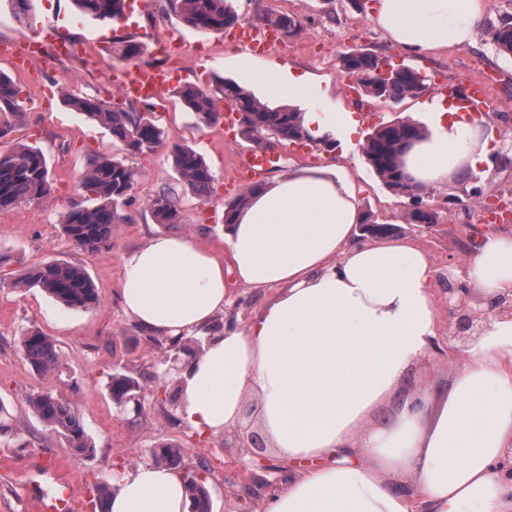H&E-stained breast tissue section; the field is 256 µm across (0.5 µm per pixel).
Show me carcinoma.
Instances as JSON below:
<instances>
[{"label":"carcinoma","mask_w":512,"mask_h":512,"mask_svg":"<svg viewBox=\"0 0 512 512\" xmlns=\"http://www.w3.org/2000/svg\"><path fill=\"white\" fill-rule=\"evenodd\" d=\"M126 0H74L82 14L119 21L125 15ZM182 19L192 28L203 32H222L239 23V16L227 0H170ZM490 40L504 55H512V17H507L488 30ZM144 46L130 38L117 41L114 53L125 60H134ZM382 56L365 49H353L341 58L344 72L356 77L362 91L373 98L402 101L412 92L424 91V77L413 67L406 66L388 78L379 76ZM233 98L238 111L245 114L247 127L244 138L262 146V135L269 133L279 142L298 140L331 146L328 137L316 138L303 125L302 113L293 108H271L254 95L231 81H223L215 89L184 85L179 90L183 104L195 113L204 127L217 124L213 93ZM63 104L110 132L112 140L132 155L154 152L164 143L165 133L158 124L151 105L144 110L115 109L95 97L65 94ZM24 106L12 79L0 73V139L8 137L22 117ZM426 130L412 120L382 122L367 137L362 150L371 169L392 189L398 184L403 168L404 145L409 140L420 141ZM172 163L182 182L198 196L207 195L214 177L202 156L188 145H176L171 150ZM136 172L124 161L105 156L91 159L81 177L80 187L94 197L95 204L74 205L65 215L62 229L79 249L93 253L112 240V225L123 222L121 206L125 205L133 187ZM49 191V170L43 151L37 147L16 143L0 152V211L16 206L39 204ZM149 209L158 224L181 223L180 196L173 186L161 188L151 199ZM21 282L36 286L65 307L90 310L99 303V295L84 267L68 262L48 261L27 267ZM25 357L34 371L43 377L53 376L63 366V358L54 340L37 329L21 333ZM140 382L125 374H114L109 382V394L115 403L134 395ZM30 410L50 430L63 438L71 450L81 456L96 455V447L72 402L49 388L28 396ZM156 464L179 470L184 464L182 448L162 444L154 450ZM188 493L195 503V512H211L206 488L207 476L184 475Z\"/></svg>","instance_id":"carcinoma-1"}]
</instances>
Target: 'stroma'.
Wrapping results in <instances>:
<instances>
[{
	"mask_svg": "<svg viewBox=\"0 0 512 512\" xmlns=\"http://www.w3.org/2000/svg\"><path fill=\"white\" fill-rule=\"evenodd\" d=\"M376 0H232L241 22L259 24L271 13H286L301 24L298 35L279 38L266 56L253 57L230 33L200 32L175 13L168 0H127L126 20L114 23L79 14L72 0H30L29 20L18 23L9 0H0V43L19 44L53 30L77 46L68 59L43 54L22 69L0 57V71L9 74L19 90L25 114L10 138L0 140V151L21 140L43 150L49 162L50 193L38 205L22 204L0 212V253L9 255L7 270L20 277L24 268L38 262L62 260L82 265L100 295L98 307L71 310L41 288H0V401L14 415L13 436L0 440V512H34L32 502L41 488L54 483L57 465L71 477V495L81 501L91 496L94 485L111 483L116 467L134 468L151 461L154 448L163 443L185 447L189 467L210 468L207 488L212 512H263L264 494L245 496L247 449L240 440L255 431V398L245 402L243 422L225 436L188 445L175 404L158 403L150 391V375L164 372L162 360L169 349L167 337L142 330L124 313L119 301L123 277V253L144 245L155 234L174 232L223 253L224 210L234 195L226 183L236 172L243 152L255 146L245 138L226 143L219 127L198 125L193 112L179 101L175 89L164 93V108L156 119L165 131V146L151 154L130 156L113 143L109 131L62 103L64 92L89 95L112 103L120 95L108 76L123 62L112 53L115 41L131 37L144 46L137 59L140 67L166 64L158 52L157 37L173 41L180 52L177 75L180 84L215 87L219 80L233 81L250 90L269 106L280 99L269 90L282 72L306 74L307 97L295 103L298 111L351 112L361 122L351 141L337 140L333 149L312 148L297 154L292 145L276 150L278 163L266 173L274 178L300 165H340L355 186L361 209L381 224L394 225L395 236L407 237L428 256L437 290L435 307L440 347L465 349L483 332V319L460 334L448 310L449 270L458 267L460 248L455 214H468L478 232L488 231L482 211L471 199L472 185H480L487 203L512 200V166H496L492 159L479 163L476 180L454 178L446 187H428L422 205L434 213L435 223H411L413 203L409 196L388 189L369 167L363 153L365 135L382 122L414 120L429 125L432 115L426 102L436 98L435 89L423 96L397 103L366 96L343 95L349 76L341 68L343 53L358 48L375 51L392 61L418 69L428 79L455 84L495 74L491 86L493 106L477 115V122L491 134V151H498L501 134L512 132V57L499 53L487 29L512 16V0H490V8L477 27L473 44L419 55L392 43L370 18ZM181 144L202 155L214 176V190L200 198L191 190L181 193L182 221L166 227L157 224L148 205L164 186L177 185L170 148ZM98 156L119 158L133 167L137 177L130 200L123 206L122 223L113 225L112 241L94 253L74 246L64 235L62 221L76 203L91 204L79 186L87 163ZM34 328L50 336L63 355V373L42 377L26 361L20 336ZM459 366L458 360L438 357L412 365L407 373L415 388L447 389ZM123 373L143 380L149 394L143 414L120 413L108 393L112 374ZM53 389L71 400L97 448L94 457L75 455L29 409L27 398L40 388Z\"/></svg>",
	"mask_w": 512,
	"mask_h": 512,
	"instance_id": "1",
	"label": "stroma"
}]
</instances>
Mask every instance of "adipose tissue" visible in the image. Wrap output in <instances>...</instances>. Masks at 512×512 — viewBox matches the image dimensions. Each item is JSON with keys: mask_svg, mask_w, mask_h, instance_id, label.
Here are the masks:
<instances>
[{"mask_svg": "<svg viewBox=\"0 0 512 512\" xmlns=\"http://www.w3.org/2000/svg\"><path fill=\"white\" fill-rule=\"evenodd\" d=\"M489 0H377L371 19L416 52L473 43ZM434 126L406 156L424 186L477 167L487 141L458 107L431 102ZM341 166H303L249 194L226 225V258L156 235L126 252L120 298L145 330L206 333L179 376L182 424L203 438L236 428L248 396L272 451L303 463L264 512H512V318H489L447 393H423L375 429L365 423L413 364L437 350L435 277L400 238L358 239ZM472 294H512V236L485 233L462 257ZM278 288L246 328H214L231 285ZM182 477L149 462L115 470L106 512H188Z\"/></svg>", "mask_w": 512, "mask_h": 512, "instance_id": "adipose-tissue-1", "label": "adipose tissue"}]
</instances>
